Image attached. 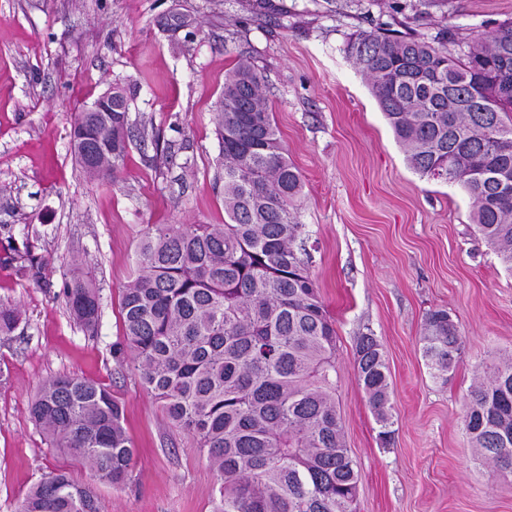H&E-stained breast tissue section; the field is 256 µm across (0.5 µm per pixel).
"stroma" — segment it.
<instances>
[{"mask_svg": "<svg viewBox=\"0 0 512 512\" xmlns=\"http://www.w3.org/2000/svg\"><path fill=\"white\" fill-rule=\"evenodd\" d=\"M512 19V0H0V240L30 239L44 284L0 264V302L22 320L0 338V512H19L47 474L68 472L101 512H214L220 477L116 355L123 289L150 224H220L217 102L244 62L268 80L289 160L300 170L310 271L336 322V405L359 474L355 512H512V475L472 448L473 385L512 360V271L470 219L460 186L416 174L396 143L349 38L385 28L458 43ZM136 127L116 179L73 158L74 115L114 83ZM92 279L96 334L72 319L66 275ZM447 310L464 345L447 380L422 358L426 315ZM379 341L395 430L383 445L355 366ZM105 384L137 449L131 481H100L53 447L28 407L42 384Z\"/></svg>", "mask_w": 512, "mask_h": 512, "instance_id": "stroma-1", "label": "stroma"}]
</instances>
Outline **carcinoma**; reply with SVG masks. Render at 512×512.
<instances>
[{
	"instance_id": "1",
	"label": "carcinoma",
	"mask_w": 512,
	"mask_h": 512,
	"mask_svg": "<svg viewBox=\"0 0 512 512\" xmlns=\"http://www.w3.org/2000/svg\"><path fill=\"white\" fill-rule=\"evenodd\" d=\"M347 55L371 91L411 169L465 188L472 223L512 269V22L451 55L412 36L361 31ZM116 112H80L74 155L92 176L124 167L130 99ZM224 179L222 224H149L138 274L123 289V343L144 387L169 418L194 433L221 477L216 512H352L358 474L336 409V327L309 268L299 219L303 179L288 160L263 74L240 63L225 72L216 113ZM0 264L42 280L45 260L7 237ZM72 318L97 331L92 280L63 281ZM21 314L0 304V335ZM463 337L443 309L425 318L422 357L435 376L452 370ZM359 384L390 443L388 366L379 341L358 339ZM57 448L99 479L122 486L136 450L123 408L107 386L79 376L47 380L30 406ZM472 447L512 473V363L473 386L464 415ZM22 512H100L97 496L63 472L46 475Z\"/></svg>"
}]
</instances>
